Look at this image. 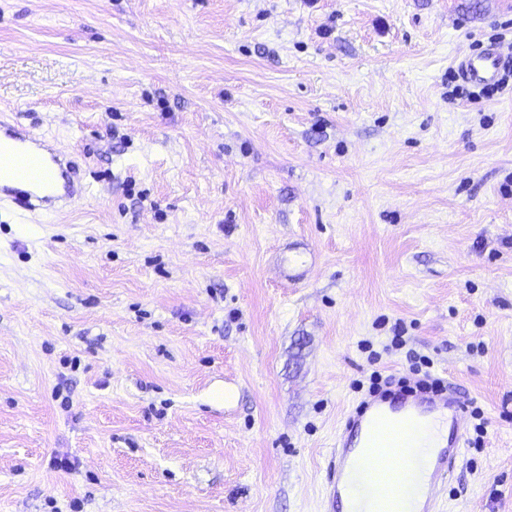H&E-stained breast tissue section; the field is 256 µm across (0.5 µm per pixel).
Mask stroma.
<instances>
[{"label": "stroma", "mask_w": 512, "mask_h": 512, "mask_svg": "<svg viewBox=\"0 0 512 512\" xmlns=\"http://www.w3.org/2000/svg\"><path fill=\"white\" fill-rule=\"evenodd\" d=\"M496 41L512 0H0V118L90 185L0 204V512H321L419 357L487 428L443 512H512V90L448 97Z\"/></svg>", "instance_id": "obj_1"}]
</instances>
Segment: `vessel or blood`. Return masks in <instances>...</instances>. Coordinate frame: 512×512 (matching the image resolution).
Returning <instances> with one entry per match:
<instances>
[{
	"instance_id": "obj_1",
	"label": "vessel or blood",
	"mask_w": 512,
	"mask_h": 512,
	"mask_svg": "<svg viewBox=\"0 0 512 512\" xmlns=\"http://www.w3.org/2000/svg\"><path fill=\"white\" fill-rule=\"evenodd\" d=\"M505 56L501 45L458 57L462 78L473 85L496 83ZM85 192L70 155L28 129L0 120V203L22 213L57 211ZM467 405L452 388L388 391L362 401L344 420L326 468L325 512H336L359 492L358 512H437L440 495L465 441ZM442 419L447 432L435 444L426 465L415 454L404 456L391 490L376 484L366 466L369 448L383 427L399 433L424 421Z\"/></svg>"
}]
</instances>
